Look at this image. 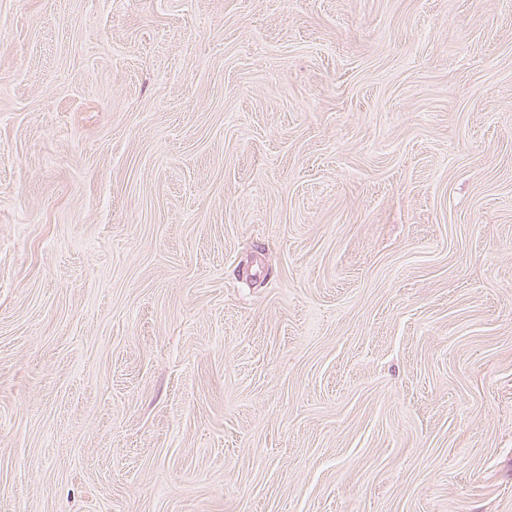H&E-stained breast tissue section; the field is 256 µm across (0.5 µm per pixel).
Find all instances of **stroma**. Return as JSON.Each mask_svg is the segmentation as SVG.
I'll return each mask as SVG.
<instances>
[{
	"instance_id": "1",
	"label": "stroma",
	"mask_w": 512,
	"mask_h": 512,
	"mask_svg": "<svg viewBox=\"0 0 512 512\" xmlns=\"http://www.w3.org/2000/svg\"><path fill=\"white\" fill-rule=\"evenodd\" d=\"M0 512H512V0H0Z\"/></svg>"
}]
</instances>
